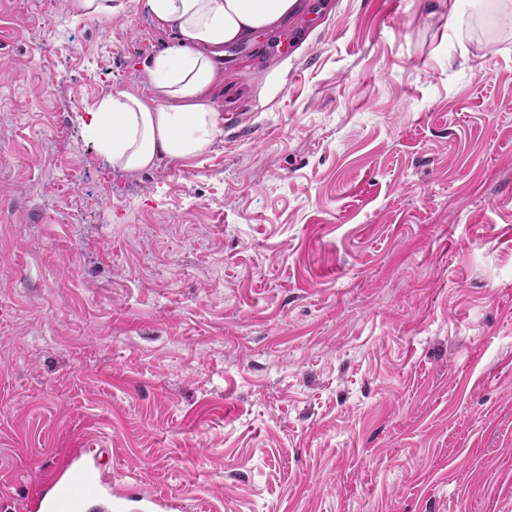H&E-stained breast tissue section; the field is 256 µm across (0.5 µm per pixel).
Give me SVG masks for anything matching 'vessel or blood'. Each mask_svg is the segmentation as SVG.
<instances>
[{
  "instance_id": "obj_1",
  "label": "vessel or blood",
  "mask_w": 512,
  "mask_h": 512,
  "mask_svg": "<svg viewBox=\"0 0 512 512\" xmlns=\"http://www.w3.org/2000/svg\"><path fill=\"white\" fill-rule=\"evenodd\" d=\"M106 501L123 512L136 504L138 512H176L175 499L147 494L136 488L115 489L98 459L73 456L65 468L52 471L44 487L32 497L17 499L14 512H83L87 501Z\"/></svg>"
}]
</instances>
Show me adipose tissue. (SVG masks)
Instances as JSON below:
<instances>
[{"instance_id": "obj_1", "label": "adipose tissue", "mask_w": 512, "mask_h": 512, "mask_svg": "<svg viewBox=\"0 0 512 512\" xmlns=\"http://www.w3.org/2000/svg\"><path fill=\"white\" fill-rule=\"evenodd\" d=\"M297 7L298 0H146L157 26L176 42L145 60L146 96L107 94L81 116L97 151L130 172L152 168L163 157L206 153L224 124L212 90L225 46L250 41Z\"/></svg>"}]
</instances>
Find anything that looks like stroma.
I'll return each mask as SVG.
<instances>
[{
    "label": "stroma",
    "mask_w": 512,
    "mask_h": 512,
    "mask_svg": "<svg viewBox=\"0 0 512 512\" xmlns=\"http://www.w3.org/2000/svg\"><path fill=\"white\" fill-rule=\"evenodd\" d=\"M116 2L46 60L66 0H0V512L79 448L184 512H512V0H301L137 173L78 120L172 41Z\"/></svg>",
    "instance_id": "35a3bbf8"
}]
</instances>
